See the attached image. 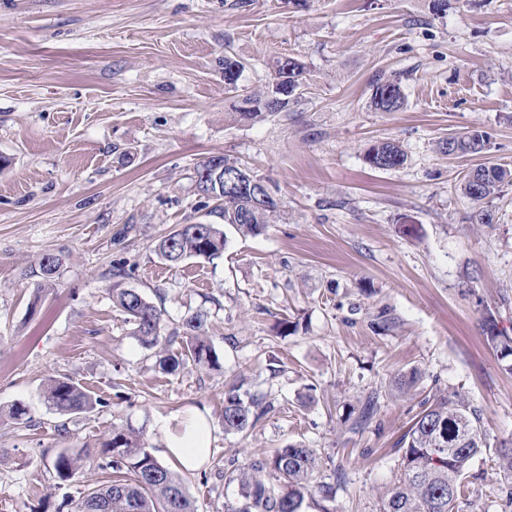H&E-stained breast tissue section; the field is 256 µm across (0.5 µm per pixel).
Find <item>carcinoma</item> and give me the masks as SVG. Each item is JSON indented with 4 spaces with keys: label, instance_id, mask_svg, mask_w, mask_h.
<instances>
[{
    "label": "carcinoma",
    "instance_id": "obj_1",
    "mask_svg": "<svg viewBox=\"0 0 512 512\" xmlns=\"http://www.w3.org/2000/svg\"><path fill=\"white\" fill-rule=\"evenodd\" d=\"M304 65L292 57L274 61L273 79L288 85L292 91L301 88ZM243 92L256 103L250 119H261L271 113V99L277 89L271 87L255 92ZM372 108L377 112H399L406 105L401 85L396 80L378 79L372 85ZM461 154L483 151L486 135L473 129L464 136H455ZM365 162L375 169H395L406 161L403 149L393 142L372 145L364 155ZM220 162L224 175L243 180L257 177L225 156H209L196 166L198 194L212 203L210 213L242 235L261 234L277 216L279 205L271 201L258 210L252 199L229 181L217 184L204 172ZM509 171L499 165H485L469 172L463 184L464 193L474 203L487 199L499 189ZM225 235L215 224H182L160 238L154 252L168 265L175 266L190 258L214 260L224 252ZM59 267L58 258L42 256L34 275L40 278L36 291L52 286ZM112 303L126 315L132 334L149 348L164 345L157 360L164 373L178 371L184 362L208 370L220 367L219 357L208 339V314L196 312L175 326H168L164 310L150 302L134 288H112ZM488 341L501 359L512 358V336L499 330L495 320L486 323ZM420 373L413 369L391 382V390L407 394L416 385ZM45 396L61 415L87 411L99 402L92 393L70 377L52 378L45 386ZM381 394L368 393L350 410L345 422L348 430L359 433L367 429L380 410ZM270 410L264 396L233 384L224 393L221 418L224 432L243 434L254 428ZM470 434L469 442L455 449L454 442L461 430ZM488 448L482 426V414L468 399L453 391L423 403V409L401 439L403 472L384 499L381 512H456L457 502L464 495L465 479L483 450ZM103 470L112 475L96 484L76 503L74 512H195L194 501L183 483L161 464L146 448L140 432L132 428L112 427V433L102 445ZM54 468L58 477L67 481L81 469L80 454L68 450L57 455ZM319 457L315 449L302 444H287L273 454L253 460L248 466L224 473L238 487V498L224 505V512H302L307 500L315 495L326 498L331 486L317 482Z\"/></svg>",
    "mask_w": 512,
    "mask_h": 512
}]
</instances>
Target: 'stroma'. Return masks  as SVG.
<instances>
[{"mask_svg": "<svg viewBox=\"0 0 512 512\" xmlns=\"http://www.w3.org/2000/svg\"><path fill=\"white\" fill-rule=\"evenodd\" d=\"M228 52L246 63L234 86ZM280 56L305 66L298 102L232 120L237 88L265 90ZM380 78L399 79L403 110L371 108ZM476 127L483 152H440ZM386 141L404 165L369 167ZM212 155L265 178L278 216L255 237L227 230L220 258L168 266L156 239L217 221L195 189ZM490 164L512 169V0H448L439 16L432 0H0V512H70L103 474L61 481L57 454H99L116 425L141 433L197 512L236 498L225 467L296 443L336 487L329 512H380L401 436L448 390L481 410L489 443L459 512H504L512 374L483 323L512 334V183L481 205L489 224L462 190ZM49 253L56 285L38 293L30 272ZM116 284L170 324L206 312L221 370L161 372L113 307ZM412 368L413 395H391ZM58 376L94 408L56 413L43 389ZM239 381L271 405L244 435L220 418ZM374 390L376 420L349 432L342 415ZM195 412L213 443L188 472L161 422Z\"/></svg>", "mask_w": 512, "mask_h": 512, "instance_id": "1", "label": "stroma"}]
</instances>
